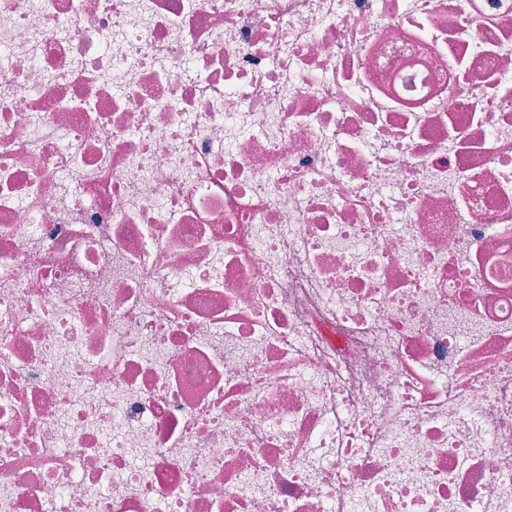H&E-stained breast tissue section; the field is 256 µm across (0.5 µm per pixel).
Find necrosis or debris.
<instances>
[{
    "label": "necrosis or debris",
    "instance_id": "obj_1",
    "mask_svg": "<svg viewBox=\"0 0 512 512\" xmlns=\"http://www.w3.org/2000/svg\"><path fill=\"white\" fill-rule=\"evenodd\" d=\"M0 512H512V0H0Z\"/></svg>",
    "mask_w": 512,
    "mask_h": 512
}]
</instances>
